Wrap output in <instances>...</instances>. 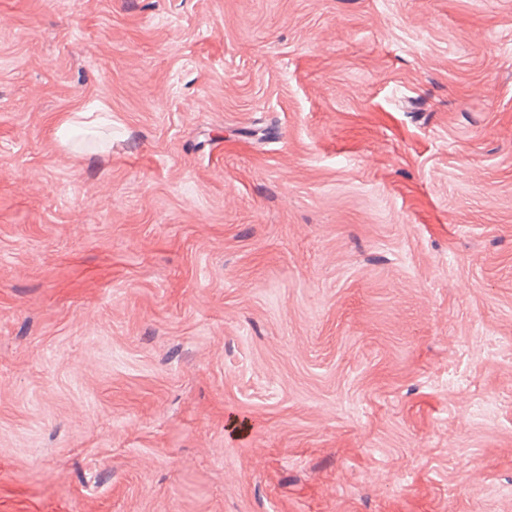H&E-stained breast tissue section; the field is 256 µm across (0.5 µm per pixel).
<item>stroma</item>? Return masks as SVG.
I'll return each instance as SVG.
<instances>
[{"instance_id":"35a3bbf8","label":"stroma","mask_w":512,"mask_h":512,"mask_svg":"<svg viewBox=\"0 0 512 512\" xmlns=\"http://www.w3.org/2000/svg\"><path fill=\"white\" fill-rule=\"evenodd\" d=\"M0 512H512V0H0Z\"/></svg>"}]
</instances>
